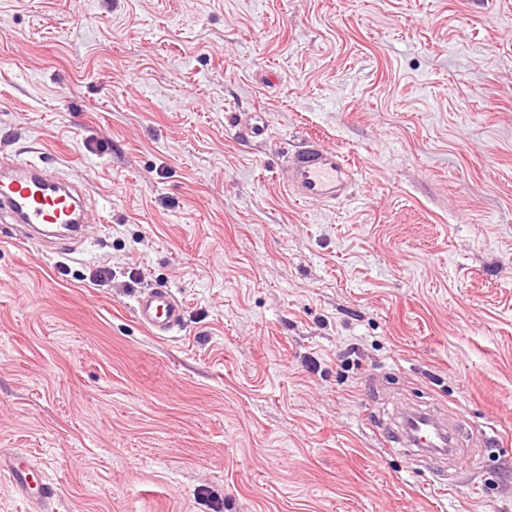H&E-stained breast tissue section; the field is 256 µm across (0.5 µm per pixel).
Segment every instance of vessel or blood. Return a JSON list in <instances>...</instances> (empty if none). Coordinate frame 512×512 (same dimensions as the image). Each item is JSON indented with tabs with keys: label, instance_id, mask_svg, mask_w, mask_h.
<instances>
[{
	"label": "vessel or blood",
	"instance_id": "b4317fda",
	"mask_svg": "<svg viewBox=\"0 0 512 512\" xmlns=\"http://www.w3.org/2000/svg\"><path fill=\"white\" fill-rule=\"evenodd\" d=\"M355 164L342 152L310 140L288 157L283 186L304 202L333 203L346 197L357 180ZM0 215L8 228L24 236H45L61 250L85 236L86 199L80 186L64 180L49 167L30 161L0 157ZM137 321L153 335L164 336L180 326L183 308L165 288H154L138 296L134 307ZM414 423L399 433H386L388 443L417 448L454 446L456 437L436 416L416 412ZM0 479L8 480L30 512H67L43 472L25 456L0 461Z\"/></svg>",
	"mask_w": 512,
	"mask_h": 512
}]
</instances>
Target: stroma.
I'll use <instances>...</instances> for the list:
<instances>
[{
  "label": "stroma",
  "instance_id": "obj_1",
  "mask_svg": "<svg viewBox=\"0 0 512 512\" xmlns=\"http://www.w3.org/2000/svg\"><path fill=\"white\" fill-rule=\"evenodd\" d=\"M311 137L347 198L282 186ZM0 155L98 208L0 236V459L68 512H512V0H0ZM137 321L155 336H165L180 326L183 308L165 288H152L138 296L134 307ZM414 423L409 429L405 428L401 433L384 432L386 441L389 446L392 443L404 444L417 448H445L454 447L456 436L447 430L446 425L436 416L427 412H415L413 417Z\"/></svg>",
  "mask_w": 512,
  "mask_h": 512
}]
</instances>
